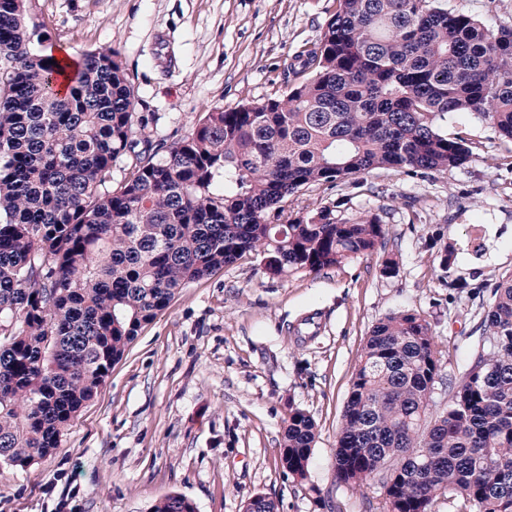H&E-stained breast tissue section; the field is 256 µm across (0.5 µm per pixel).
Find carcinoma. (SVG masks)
I'll use <instances>...</instances> for the list:
<instances>
[{"instance_id":"carcinoma-1","label":"carcinoma","mask_w":512,"mask_h":512,"mask_svg":"<svg viewBox=\"0 0 512 512\" xmlns=\"http://www.w3.org/2000/svg\"><path fill=\"white\" fill-rule=\"evenodd\" d=\"M36 0H0V463L25 470L106 382L145 325L187 284L262 256L266 274L319 272L385 249L374 214L288 211L319 183L378 169L465 165L440 129L468 112L512 142V28L490 30L442 0H336L294 57L287 93L205 113L171 142L136 137L115 50L76 67L42 52ZM131 158L115 188L112 165ZM488 344L428 420L441 372L430 324L403 311L370 332L350 380L335 453L344 484L375 479L384 512H431L460 493L512 512V272L492 291ZM316 422L292 408L280 465L304 478ZM151 512H195L170 494ZM244 512H277L263 495Z\"/></svg>"}]
</instances>
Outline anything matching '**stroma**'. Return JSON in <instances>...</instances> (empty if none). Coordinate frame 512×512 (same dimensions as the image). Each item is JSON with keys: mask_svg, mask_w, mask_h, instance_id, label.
Instances as JSON below:
<instances>
[{"mask_svg": "<svg viewBox=\"0 0 512 512\" xmlns=\"http://www.w3.org/2000/svg\"><path fill=\"white\" fill-rule=\"evenodd\" d=\"M495 30L512 0H446ZM54 49L71 58L119 52L134 110L153 139L189 136L199 118L286 93L291 57L314 42L335 0H38ZM473 156L458 169L377 170L316 184L295 213L339 207L380 216L396 274L382 253L282 279L260 257L179 290L145 325L59 445L24 471L0 464V512H150L176 493L196 512H242L248 498L278 512H383L381 488L337 482L334 450L350 378L372 326L410 310L431 326L442 360L429 412H446L483 343L484 311L512 271V143L466 112L450 113ZM449 251L450 268L440 262ZM455 279L468 286L452 288ZM316 424L305 478L279 466L290 408Z\"/></svg>", "mask_w": 512, "mask_h": 512, "instance_id": "35a3bbf8", "label": "stroma"}]
</instances>
